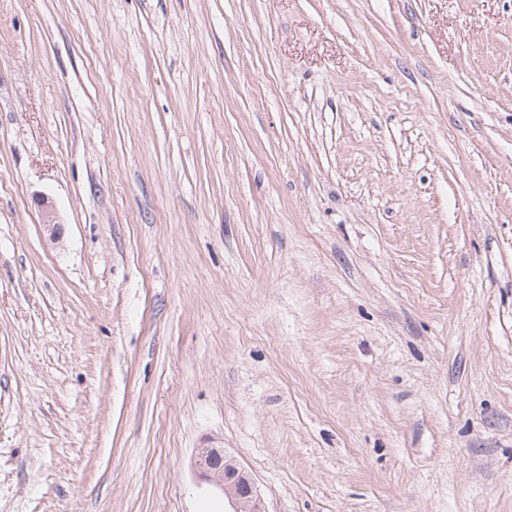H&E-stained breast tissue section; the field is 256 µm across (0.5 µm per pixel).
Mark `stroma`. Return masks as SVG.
I'll return each instance as SVG.
<instances>
[{
	"label": "stroma",
	"mask_w": 512,
	"mask_h": 512,
	"mask_svg": "<svg viewBox=\"0 0 512 512\" xmlns=\"http://www.w3.org/2000/svg\"><path fill=\"white\" fill-rule=\"evenodd\" d=\"M210 442L512 512V0H0V512H228Z\"/></svg>",
	"instance_id": "1"
}]
</instances>
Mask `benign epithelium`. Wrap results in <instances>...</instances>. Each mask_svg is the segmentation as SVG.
<instances>
[{"mask_svg":"<svg viewBox=\"0 0 512 512\" xmlns=\"http://www.w3.org/2000/svg\"><path fill=\"white\" fill-rule=\"evenodd\" d=\"M193 467L201 479L224 493L231 512H266L252 475L223 447L199 448Z\"/></svg>","mask_w":512,"mask_h":512,"instance_id":"1","label":"benign epithelium"}]
</instances>
